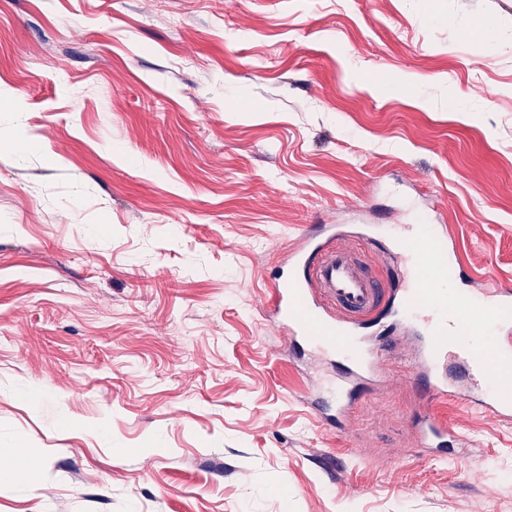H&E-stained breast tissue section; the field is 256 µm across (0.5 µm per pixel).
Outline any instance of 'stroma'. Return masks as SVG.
<instances>
[{"label":"stroma","mask_w":512,"mask_h":512,"mask_svg":"<svg viewBox=\"0 0 512 512\" xmlns=\"http://www.w3.org/2000/svg\"><path fill=\"white\" fill-rule=\"evenodd\" d=\"M0 86V512H512V421L426 405L390 308L343 423L265 315L302 230L435 212L512 291V0H0ZM420 439L424 447L437 448L450 437L452 428L433 413H427L417 423Z\"/></svg>","instance_id":"obj_1"}]
</instances>
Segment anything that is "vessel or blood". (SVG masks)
Here are the masks:
<instances>
[{
	"label": "vessel or blood",
	"instance_id": "vessel-or-blood-1",
	"mask_svg": "<svg viewBox=\"0 0 512 512\" xmlns=\"http://www.w3.org/2000/svg\"><path fill=\"white\" fill-rule=\"evenodd\" d=\"M337 225L303 232L288 251V273L269 296L268 311L289 335L341 359L345 371L336 380V416L348 417L351 393L365 380L386 379L384 351L366 347L363 329L386 306L397 307L407 324L421 334L418 360L433 402L452 401L504 419L512 418V402L495 392L503 364L512 361V293L485 282L480 293L448 285V241L441 224H419L408 236L404 255L416 260L415 285L386 289L369 276L363 262L338 246ZM423 446L437 448L451 428L435 414L417 423Z\"/></svg>",
	"mask_w": 512,
	"mask_h": 512
}]
</instances>
